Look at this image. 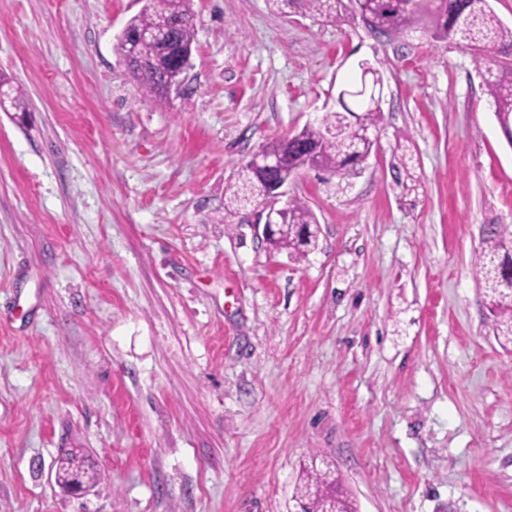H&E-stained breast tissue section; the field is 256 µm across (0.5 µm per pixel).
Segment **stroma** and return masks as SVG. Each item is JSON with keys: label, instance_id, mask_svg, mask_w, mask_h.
I'll return each instance as SVG.
<instances>
[{"label": "stroma", "instance_id": "obj_1", "mask_svg": "<svg viewBox=\"0 0 512 512\" xmlns=\"http://www.w3.org/2000/svg\"><path fill=\"white\" fill-rule=\"evenodd\" d=\"M144 0H0V512H294L312 458L358 512H512V352L474 273L512 225V148L470 51L414 26L192 0L185 91L116 36ZM384 81L358 173L289 186L276 252L224 189L267 142ZM83 448L81 498L54 461Z\"/></svg>", "mask_w": 512, "mask_h": 512}]
</instances>
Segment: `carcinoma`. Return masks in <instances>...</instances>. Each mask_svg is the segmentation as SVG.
Masks as SVG:
<instances>
[{
	"instance_id": "obj_1",
	"label": "carcinoma",
	"mask_w": 512,
	"mask_h": 512,
	"mask_svg": "<svg viewBox=\"0 0 512 512\" xmlns=\"http://www.w3.org/2000/svg\"><path fill=\"white\" fill-rule=\"evenodd\" d=\"M286 14L299 10L328 22L336 23L347 16L360 18L371 30L398 36L411 25L423 22L434 37L464 44L473 56L476 69H486V92L492 99L497 124L512 147V63L493 56L512 54V26L504 24L491 9L488 0H425L418 10L408 8V0H271ZM195 39L191 0H145L142 10L130 18L117 35V50L131 77L143 92L159 100L165 81L180 63L189 60ZM362 108L358 114L345 98ZM341 110L327 113L319 125L304 127L299 133L269 142L260 153L276 159V167L267 170L251 162L242 165L234 181L225 187L224 210L235 215L262 197L254 190L258 185L285 182L298 167H315L343 178L367 159L376 144L375 132L382 110L376 97L342 90L338 96ZM286 227L267 243L277 250L306 255L315 245L312 226L318 223L306 201L288 198ZM476 277L484 289L489 311L495 319V337L512 345V230L504 226L486 240L475 260ZM65 479L73 474L90 485L95 471L86 464L80 449L66 453L55 462ZM305 512H356L352 499L342 491L331 471L311 465L307 481L299 491Z\"/></svg>"
}]
</instances>
